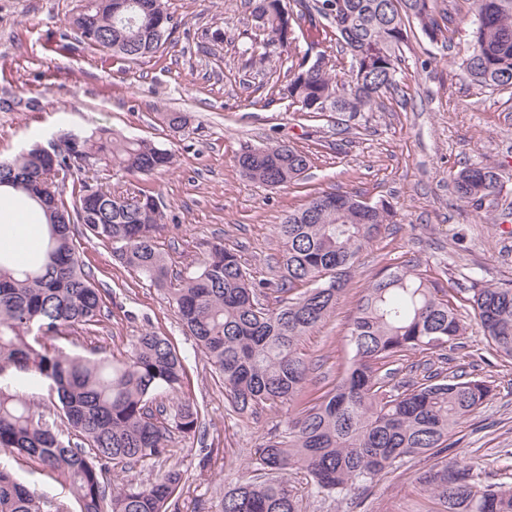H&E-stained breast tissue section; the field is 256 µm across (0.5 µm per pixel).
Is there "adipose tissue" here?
I'll use <instances>...</instances> for the list:
<instances>
[{"label": "adipose tissue", "mask_w": 512, "mask_h": 512, "mask_svg": "<svg viewBox=\"0 0 512 512\" xmlns=\"http://www.w3.org/2000/svg\"><path fill=\"white\" fill-rule=\"evenodd\" d=\"M45 233L42 213L24 203L19 197H0V251L21 263L38 250Z\"/></svg>", "instance_id": "1"}]
</instances>
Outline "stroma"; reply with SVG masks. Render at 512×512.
Listing matches in <instances>:
<instances>
[{
    "instance_id": "35a3bbf8",
    "label": "stroma",
    "mask_w": 512,
    "mask_h": 512,
    "mask_svg": "<svg viewBox=\"0 0 512 512\" xmlns=\"http://www.w3.org/2000/svg\"><path fill=\"white\" fill-rule=\"evenodd\" d=\"M471 0H437L436 19L455 17L453 47L413 31L399 56V90L362 112L298 111L288 68L339 45L329 24L302 11L288 47H268L258 64L247 48L256 31L245 0H164L173 32L164 52L132 63L80 43L70 19L79 0H0V159L66 133L109 129L171 151L174 164L146 178L97 163L99 187L157 194L164 212L158 243L173 269L203 257L214 244L236 250L257 280H274L279 243L274 226L320 192H347L375 205L390 202L395 223L364 248L333 314L301 342L321 358L307 390L332 388L350 357L349 325L361 292L382 271L413 258L429 285L467 320L448 369L490 380L488 400L465 419L443 453L404 459L368 488L340 497L310 491L300 469L288 482L302 512H440L419 477L446 465L470 468L475 481L512 486V360L488 346L466 302L471 289L512 284V89L473 84L461 66ZM327 30L312 38L311 29ZM181 112L172 132L161 113ZM286 142L310 160L304 176L284 187L244 178L240 155ZM494 168L501 188L481 208L460 201L454 174ZM110 316L104 327L73 335L69 350L125 358L131 340L150 331L168 337L186 358L183 395L205 412L206 433L176 439L174 461L185 473L177 512H220L224 489L253 467L258 451L280 434L290 409L268 404L257 414L229 413L204 355L184 334L165 291L121 265L110 247L82 243Z\"/></svg>"
}]
</instances>
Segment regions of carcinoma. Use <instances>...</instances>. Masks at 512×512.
Listing matches in <instances>:
<instances>
[{"label": "carcinoma", "mask_w": 512, "mask_h": 512, "mask_svg": "<svg viewBox=\"0 0 512 512\" xmlns=\"http://www.w3.org/2000/svg\"><path fill=\"white\" fill-rule=\"evenodd\" d=\"M118 14L92 9L94 35L78 34L86 45L131 62L158 53L171 35L172 18L163 0H123ZM328 0L314 10L335 30L350 65L318 59L288 71V97L300 112H361L398 90L396 49L412 27L430 42L446 39L434 17L435 0H340L334 14ZM263 40L251 54L264 59L270 45L289 44L294 13L287 0H248ZM471 30L462 66L472 82L512 89V0H472ZM173 132L187 125L181 112H165ZM60 138L55 163L34 149L0 160V187L34 196L13 174L54 186L56 208H43L49 237L43 257L10 269L0 254V379L17 376L20 386H0V454L36 462L44 475L68 486L75 512H170L184 471L170 462V443L205 431L201 410L188 397L165 403L186 379L185 357L171 341L153 332L135 337L122 361L88 357L60 346L71 335L108 319L94 271L77 248V238L112 248L121 264L167 291L186 335L208 360L224 388L228 410L254 412L277 401L295 407L286 429L269 440L253 475L224 490L221 512H300L288 485V471L307 472L316 492L340 496L366 485L386 468L409 457L448 447L463 419L492 392L491 382L454 373L448 377L415 354L451 350L465 322L417 272L411 258L364 288L352 317V356L336 385L311 405L304 404L310 375L320 360L305 357L301 338L326 321L346 290L358 254L393 222L389 203L369 205L348 193L322 192L275 225L281 247L278 279L260 283L238 254L215 244L195 266L173 272L157 245L164 223L161 203L142 191L114 193L78 179L72 203L59 183L74 176V164L91 159L113 163L133 176L172 166L165 149L138 138L102 131ZM243 176L270 187L297 180L308 156L286 143L249 150L238 160ZM457 197L471 204L499 191L491 167L470 166L453 178ZM73 215L58 223V214ZM297 291L277 308L260 297ZM473 318L492 349L512 358V287L475 288L466 298ZM403 361L412 379L396 393L386 390L379 365ZM47 387L57 395L60 422H48L27 390ZM78 433L64 441L58 424ZM147 460L163 466L152 481L133 479L112 487L115 467L132 471ZM463 484L448 488V467L421 478L444 512H512V487L480 485L470 469L456 470ZM0 512H70L0 467Z\"/></svg>", "instance_id": "1"}]
</instances>
